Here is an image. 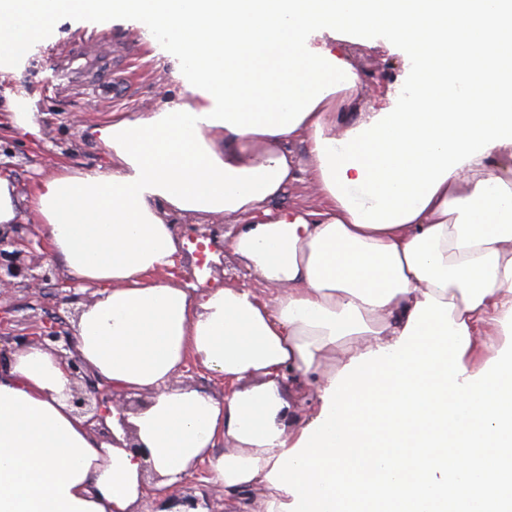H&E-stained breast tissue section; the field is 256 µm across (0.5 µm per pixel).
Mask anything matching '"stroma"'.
<instances>
[{
	"instance_id": "stroma-1",
	"label": "stroma",
	"mask_w": 512,
	"mask_h": 512,
	"mask_svg": "<svg viewBox=\"0 0 512 512\" xmlns=\"http://www.w3.org/2000/svg\"><path fill=\"white\" fill-rule=\"evenodd\" d=\"M344 47L362 67L365 78L361 108L373 105L381 88L409 70L402 51H388L345 41ZM85 51L109 59L115 90L105 97L95 84L99 70L84 73V84L68 87L58 72L61 60ZM180 61L162 37L139 23L118 18L65 16L55 20L45 36L34 42L10 73L0 72V100L24 99L41 125L42 139L31 145L26 135L0 123V135L18 143L12 175L21 184L50 175L57 161L78 171L107 166L109 153L94 141L91 130L116 112H151L162 102H183L188 94L176 73ZM234 229L224 227V254L202 257L195 244H186V265L200 288L247 286L262 290L234 253Z\"/></svg>"
}]
</instances>
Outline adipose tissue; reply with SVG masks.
<instances>
[{
    "label": "adipose tissue",
    "instance_id": "adipose-tissue-1",
    "mask_svg": "<svg viewBox=\"0 0 512 512\" xmlns=\"http://www.w3.org/2000/svg\"><path fill=\"white\" fill-rule=\"evenodd\" d=\"M61 15L128 17L162 34L189 102L92 134L111 164H59L20 189L0 174V225L33 224L63 274L96 286L75 349L115 390L94 430L73 380L30 344L0 367V512H139L209 465L229 512L292 503L267 475L319 418L339 372L395 344L426 296L454 303L476 375L512 308V0H0V70ZM380 33L414 79L361 109V72L337 44ZM317 205L270 211L301 173ZM235 225L263 283L181 286L174 224ZM223 377L218 399L178 384ZM133 435L147 457L122 448Z\"/></svg>",
    "mask_w": 512,
    "mask_h": 512
}]
</instances>
